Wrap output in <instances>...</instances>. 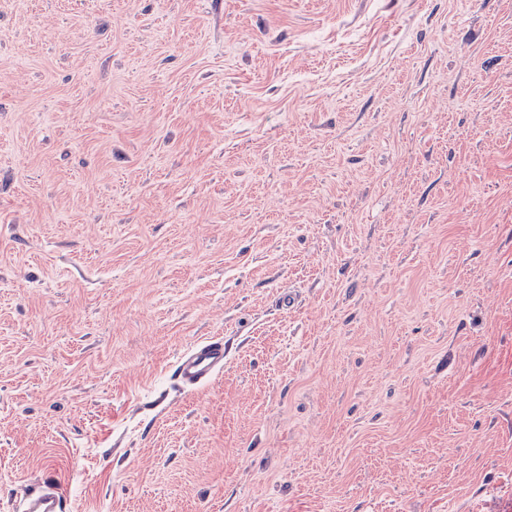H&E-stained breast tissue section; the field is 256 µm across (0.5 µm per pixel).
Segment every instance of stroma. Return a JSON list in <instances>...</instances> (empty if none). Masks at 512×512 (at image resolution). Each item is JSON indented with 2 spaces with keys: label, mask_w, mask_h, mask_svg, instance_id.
Listing matches in <instances>:
<instances>
[{
  "label": "stroma",
  "mask_w": 512,
  "mask_h": 512,
  "mask_svg": "<svg viewBox=\"0 0 512 512\" xmlns=\"http://www.w3.org/2000/svg\"><path fill=\"white\" fill-rule=\"evenodd\" d=\"M511 417L512 0H0V512H503ZM224 339L220 336L200 340L181 355L174 369L178 387L195 390L223 373ZM19 502L23 512H64L68 494L62 482H44L21 488Z\"/></svg>",
  "instance_id": "1"
}]
</instances>
